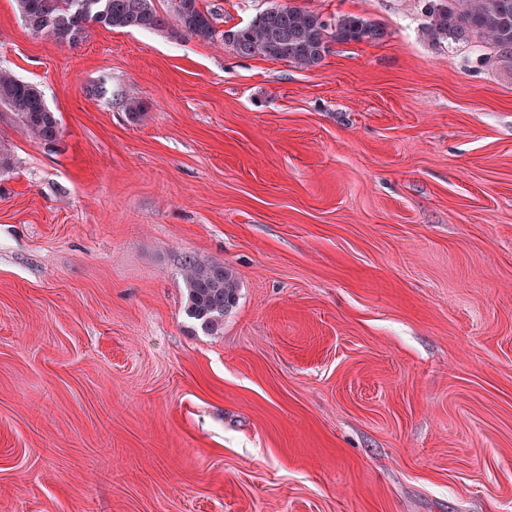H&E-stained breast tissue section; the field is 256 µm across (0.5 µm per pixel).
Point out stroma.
I'll return each instance as SVG.
<instances>
[{"instance_id":"obj_1","label":"stroma","mask_w":512,"mask_h":512,"mask_svg":"<svg viewBox=\"0 0 512 512\" xmlns=\"http://www.w3.org/2000/svg\"><path fill=\"white\" fill-rule=\"evenodd\" d=\"M206 2L386 37L301 69L0 0L61 121L0 106V512H512V54L426 0ZM188 256L240 279L212 334ZM81 1L91 0H15L29 30L46 34L61 44H76L86 34L87 19L91 17L78 12Z\"/></svg>"}]
</instances>
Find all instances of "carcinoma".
<instances>
[{"instance_id": "obj_1", "label": "carcinoma", "mask_w": 512, "mask_h": 512, "mask_svg": "<svg viewBox=\"0 0 512 512\" xmlns=\"http://www.w3.org/2000/svg\"><path fill=\"white\" fill-rule=\"evenodd\" d=\"M25 25L61 44L81 41L87 16L78 12L81 0H15ZM103 18L109 29L160 30L169 25L154 0H103ZM177 31L202 42L220 40L237 54L285 61L302 69L318 66L330 44L380 41L385 31L349 14L328 21L300 6H272L248 23L224 31L220 14L205 0H172ZM423 36L432 42H467L478 36L503 52L512 51V0H431ZM0 104L14 115L29 135L46 144L58 140L60 120L45 103L39 87L0 71ZM186 313L204 333L224 324L238 302L237 275L221 262L201 263L189 257L183 264Z\"/></svg>"}]
</instances>
